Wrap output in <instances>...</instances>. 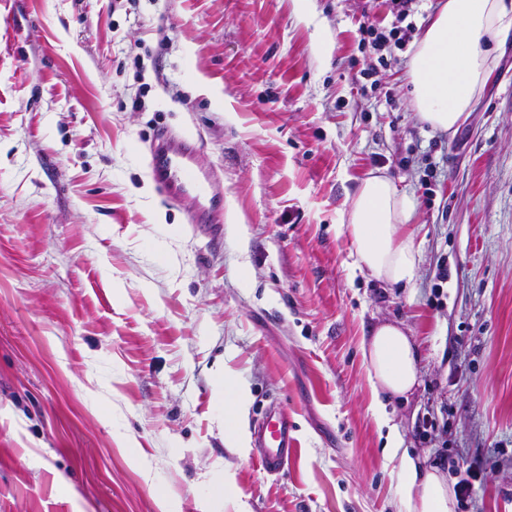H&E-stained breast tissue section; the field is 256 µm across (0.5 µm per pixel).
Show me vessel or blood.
Returning a JSON list of instances; mask_svg holds the SVG:
<instances>
[{
  "label": "vessel or blood",
  "instance_id": "1",
  "mask_svg": "<svg viewBox=\"0 0 512 512\" xmlns=\"http://www.w3.org/2000/svg\"><path fill=\"white\" fill-rule=\"evenodd\" d=\"M197 147L168 130L156 134L149 166L153 179L167 201L191 200V221L224 231V209L217 197L218 183L196 165ZM252 461L268 476L285 471L298 455L296 425L279 404H271L253 424Z\"/></svg>",
  "mask_w": 512,
  "mask_h": 512
}]
</instances>
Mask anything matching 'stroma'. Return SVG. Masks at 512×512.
<instances>
[{
    "label": "stroma",
    "mask_w": 512,
    "mask_h": 512,
    "mask_svg": "<svg viewBox=\"0 0 512 512\" xmlns=\"http://www.w3.org/2000/svg\"><path fill=\"white\" fill-rule=\"evenodd\" d=\"M368 19L389 0H0V512H398L392 431L452 485L486 462L455 512H512V37L448 135L410 51L365 86ZM163 127L218 174L223 238L160 194ZM375 171L413 205L405 288L351 268ZM383 322L420 354L386 426L361 354ZM229 385L244 425L287 406L280 477L228 446Z\"/></svg>",
    "instance_id": "1"
}]
</instances>
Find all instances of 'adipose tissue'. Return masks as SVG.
Returning <instances> with one entry per match:
<instances>
[{
    "mask_svg": "<svg viewBox=\"0 0 512 512\" xmlns=\"http://www.w3.org/2000/svg\"><path fill=\"white\" fill-rule=\"evenodd\" d=\"M512 31L506 0H443L415 45L408 63L413 104L421 122L439 132L456 131L486 85L491 54ZM412 216L407 196L383 174L365 178L343 217L355 249L354 269L388 284H408L420 255L403 227ZM374 397L407 401L418 383L416 349L394 323L376 326L361 346ZM399 457L400 512H454L455 499L437 467L420 466L390 438Z\"/></svg>",
    "mask_w": 512,
    "mask_h": 512,
    "instance_id": "ef3b65f1",
    "label": "adipose tissue"
}]
</instances>
